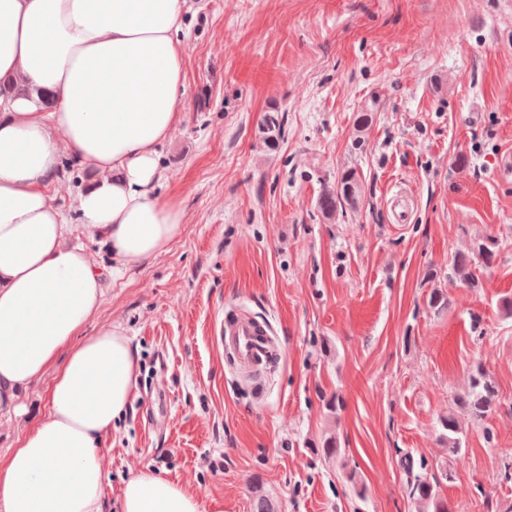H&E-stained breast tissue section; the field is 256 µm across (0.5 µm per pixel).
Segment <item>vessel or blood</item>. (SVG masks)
I'll use <instances>...</instances> for the list:
<instances>
[{"label": "vessel or blood", "mask_w": 512, "mask_h": 512, "mask_svg": "<svg viewBox=\"0 0 512 512\" xmlns=\"http://www.w3.org/2000/svg\"><path fill=\"white\" fill-rule=\"evenodd\" d=\"M218 338L225 355L239 368L263 370L282 355V345L272 327L248 314L221 323Z\"/></svg>", "instance_id": "b4317fda"}]
</instances>
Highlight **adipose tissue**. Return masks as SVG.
Returning a JSON list of instances; mask_svg holds the SVG:
<instances>
[{"label":"adipose tissue","instance_id":"adipose-tissue-1","mask_svg":"<svg viewBox=\"0 0 512 512\" xmlns=\"http://www.w3.org/2000/svg\"><path fill=\"white\" fill-rule=\"evenodd\" d=\"M187 0H0V397L46 372L47 414L0 460V512H105L102 457L137 383L120 327L83 336L103 304L101 271L67 242L62 157L89 170L76 210L116 269L164 253L184 210L160 198V151L186 118ZM120 512H198L151 469L125 482Z\"/></svg>","mask_w":512,"mask_h":512}]
</instances>
